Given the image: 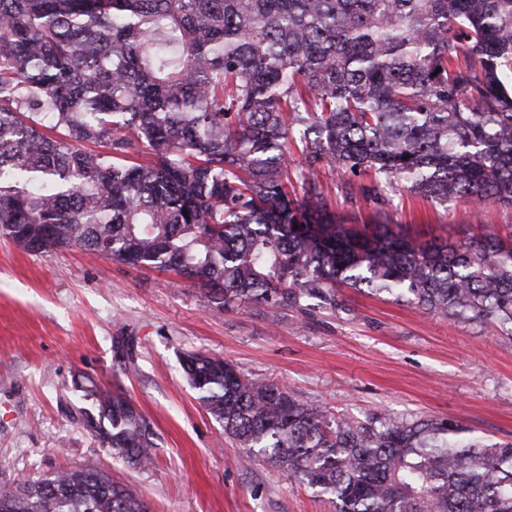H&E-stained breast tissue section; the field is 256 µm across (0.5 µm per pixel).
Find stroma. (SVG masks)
Wrapping results in <instances>:
<instances>
[{"instance_id": "stroma-1", "label": "stroma", "mask_w": 512, "mask_h": 512, "mask_svg": "<svg viewBox=\"0 0 512 512\" xmlns=\"http://www.w3.org/2000/svg\"><path fill=\"white\" fill-rule=\"evenodd\" d=\"M344 224L401 225L421 241L493 233L512 241V205L474 212L462 200H420L394 180L383 199L369 178L347 194L319 174ZM329 312L309 306L270 325L259 307L214 313L171 273L132 269L78 249L30 254L0 238V484L95 465L142 495L151 512H332L327 498L264 463L242 468L239 445L199 404L179 364L185 352L267 375L301 399L357 417L385 411L462 422L512 439V341L351 288ZM131 339L136 370L118 358ZM127 393L147 419L154 460L135 467L84 430L80 390Z\"/></svg>"}]
</instances>
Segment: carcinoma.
<instances>
[{"label": "carcinoma", "mask_w": 512, "mask_h": 512, "mask_svg": "<svg viewBox=\"0 0 512 512\" xmlns=\"http://www.w3.org/2000/svg\"><path fill=\"white\" fill-rule=\"evenodd\" d=\"M304 166L290 171L289 144ZM512 204V0H0V236L200 286L265 318L337 288L512 341V246L339 224L317 172ZM197 400L336 512H512V442L451 419L334 413L200 352ZM83 427L134 466L153 432L83 388ZM0 512H148L86 464L0 485Z\"/></svg>", "instance_id": "1"}]
</instances>
